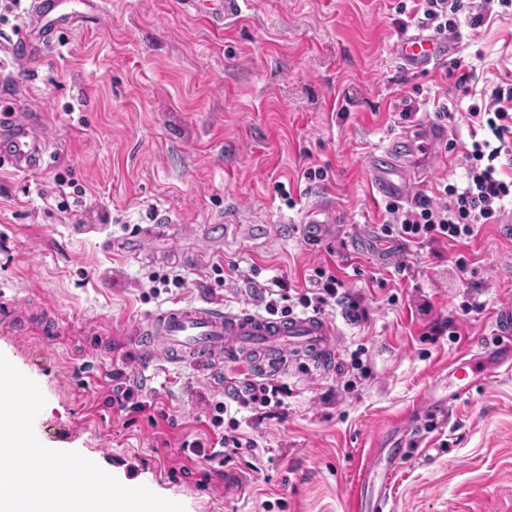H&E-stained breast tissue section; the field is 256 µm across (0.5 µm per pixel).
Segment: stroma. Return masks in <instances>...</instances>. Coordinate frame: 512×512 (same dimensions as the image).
<instances>
[{"label":"stroma","instance_id":"35a3bbf8","mask_svg":"<svg viewBox=\"0 0 512 512\" xmlns=\"http://www.w3.org/2000/svg\"><path fill=\"white\" fill-rule=\"evenodd\" d=\"M399 3L250 0L219 30L182 0H108L20 85L19 100L44 114L48 157L32 173L0 169V304L24 305L33 327L27 336L0 327V354L41 385L44 446L77 452L184 512H348L355 487L373 503L387 471L386 512H512V367L446 420L422 412L447 397L449 361L489 336L495 310L512 303V234L485 224L461 242H401L386 260L372 233L385 201L365 164L406 128L440 122L447 147L412 188L464 183L470 101L448 68L463 60L485 95L512 75V12L461 26L452 58L417 73L395 55L402 32L418 28L398 23ZM309 167L325 180L304 179ZM59 177L78 192L59 197ZM320 200L342 222L313 247L298 226ZM161 213L170 223L142 250L117 249ZM321 265L366 309L357 322L341 305L324 311L335 364L322 373L293 362L276 378L288 389L283 407L239 410L240 433L267 451L256 471L242 458L184 473L176 451L207 433V399L252 373L225 361L163 362L144 374L127 327L176 302L260 315L251 281L305 290ZM164 274L185 282L152 295V276ZM115 369L168 420L127 425L109 401ZM414 421L427 425L418 443L406 439Z\"/></svg>","mask_w":512,"mask_h":512}]
</instances>
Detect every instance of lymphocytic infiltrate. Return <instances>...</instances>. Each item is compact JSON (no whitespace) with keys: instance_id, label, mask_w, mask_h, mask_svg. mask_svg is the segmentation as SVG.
Returning a JSON list of instances; mask_svg holds the SVG:
<instances>
[{"instance_id":"obj_1","label":"lymphocytic infiltrate","mask_w":512,"mask_h":512,"mask_svg":"<svg viewBox=\"0 0 512 512\" xmlns=\"http://www.w3.org/2000/svg\"><path fill=\"white\" fill-rule=\"evenodd\" d=\"M512 9V0H414L413 18L435 36L458 35L462 23L479 27L496 11ZM468 114L478 127L488 128L490 135L472 140L466 150V185L443 184L436 195L416 193L409 203L387 202V218L381 235L387 240L457 242L471 237L478 225L494 224L507 204L512 203V180L502 177L512 169V78L497 82L487 101L470 105ZM316 290L291 295L289 287L265 289L261 299L268 315H290L294 306L323 312L331 299L337 298L344 283L327 267L314 271ZM112 403L125 412L129 423L152 404L140 386L125 380L123 371L110 373ZM288 392L285 387L265 380H250L242 388L228 392L226 400L210 405L209 433L204 437L183 441L180 453L188 462L224 465L239 452L254 449L253 439H242L236 419L226 418L228 402L243 407L266 409L280 407Z\"/></svg>"}]
</instances>
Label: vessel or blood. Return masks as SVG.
Wrapping results in <instances>:
<instances>
[{
	"label": "vessel or blood",
	"mask_w": 512,
	"mask_h": 512,
	"mask_svg": "<svg viewBox=\"0 0 512 512\" xmlns=\"http://www.w3.org/2000/svg\"><path fill=\"white\" fill-rule=\"evenodd\" d=\"M24 30L0 37V168L30 172L43 161L42 142L36 132L38 113L22 111L11 89L34 76L38 62L59 33L78 18L102 12L105 0H28ZM452 43L422 32L402 37L395 53L406 69L426 71L435 66ZM445 139L442 127L413 126L400 138V149L371 156L367 163L377 193L385 198L406 197L416 176L415 165L439 153ZM336 223L332 211L309 213L301 234L310 245L320 244ZM133 344L143 370L157 360L191 363L202 367L217 360L246 365L260 376L278 374L291 358L304 359L318 370L336 360L334 326L317 314L258 317L246 310L227 312L208 301L174 304L154 312L136 325ZM512 365V304L497 309L492 337L448 365V397L428 403L425 415L446 416L455 403L479 383Z\"/></svg>",
	"instance_id": "1"
}]
</instances>
